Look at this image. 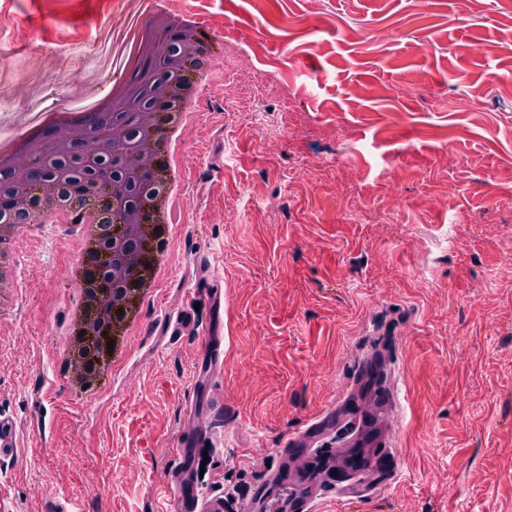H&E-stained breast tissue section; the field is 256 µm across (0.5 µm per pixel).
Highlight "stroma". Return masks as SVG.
<instances>
[{"instance_id": "obj_1", "label": "stroma", "mask_w": 512, "mask_h": 512, "mask_svg": "<svg viewBox=\"0 0 512 512\" xmlns=\"http://www.w3.org/2000/svg\"><path fill=\"white\" fill-rule=\"evenodd\" d=\"M293 101L268 121L224 109L216 74L185 133L169 261L116 372L78 383L58 339L80 240L46 225L17 242L16 303L0 304V512H165L209 329L224 360L206 424L203 494L241 512L288 435L349 397L392 395L386 453L360 512H512V0H184ZM98 0H0V84L31 92L113 63L122 32ZM384 29L366 45L351 28ZM366 206L349 211L357 199ZM233 223H225V213ZM475 224L452 246L451 224ZM192 324L176 325L182 312Z\"/></svg>"}]
</instances>
